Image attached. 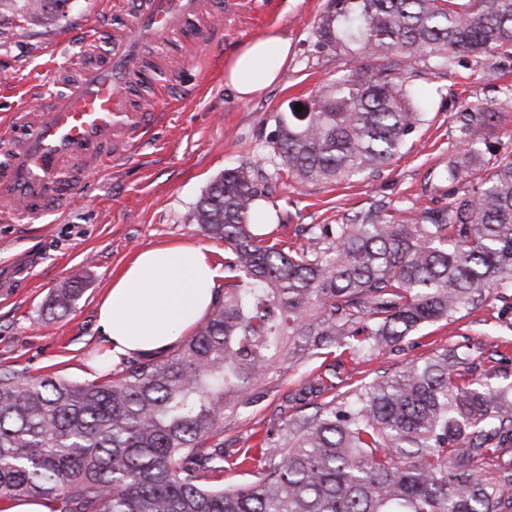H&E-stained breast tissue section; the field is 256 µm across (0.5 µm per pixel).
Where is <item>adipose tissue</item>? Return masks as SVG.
<instances>
[{
    "mask_svg": "<svg viewBox=\"0 0 512 512\" xmlns=\"http://www.w3.org/2000/svg\"><path fill=\"white\" fill-rule=\"evenodd\" d=\"M287 37L271 34L240 44L224 70L238 100L262 93L279 78L290 53ZM224 277L206 247L174 245L140 252L113 279L98 310L103 357L168 349L211 307Z\"/></svg>",
    "mask_w": 512,
    "mask_h": 512,
    "instance_id": "1",
    "label": "adipose tissue"
}]
</instances>
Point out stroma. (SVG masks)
<instances>
[{"instance_id":"1","label":"stroma","mask_w":512,"mask_h":512,"mask_svg":"<svg viewBox=\"0 0 512 512\" xmlns=\"http://www.w3.org/2000/svg\"><path fill=\"white\" fill-rule=\"evenodd\" d=\"M208 2L193 25L145 43L144 74L127 93L158 100L162 112L127 155L86 175L76 189L78 202H66L61 211L36 221L0 222V368L50 372L77 383L100 378L97 309L130 257L182 243L223 255V243L194 224L192 208L224 169L250 168L280 217L276 234L311 248L308 228L314 224H339L378 205L401 220L445 206L454 186L440 172L463 147L465 111H495L480 136L491 149H512V57L465 56L449 69L413 78L423 119L377 171L338 184L279 176L270 143L276 116L368 60L318 45L314 22L324 0H235L231 9L226 0ZM128 19L114 0H68L58 24L47 28L0 18V122L34 108L30 87L49 90L58 77L77 76L92 25L117 31ZM271 33L291 40L288 66L264 93L238 101L224 85V69L240 43ZM75 277L83 291L73 309L46 321L51 295ZM462 345L506 358L512 371V309L486 299L478 308L423 325L400 350L347 363L345 374L355 384L391 377L409 362ZM306 377L300 367L273 369L259 385L262 399L244 414L225 417V447L259 443L286 396L300 390Z\"/></svg>"}]
</instances>
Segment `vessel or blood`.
<instances>
[{
	"label": "vessel or blood",
	"instance_id": "b4317fda",
	"mask_svg": "<svg viewBox=\"0 0 512 512\" xmlns=\"http://www.w3.org/2000/svg\"><path fill=\"white\" fill-rule=\"evenodd\" d=\"M204 0H132V19L80 78L50 91L38 111L20 112L0 131L9 157L0 168V221L60 209L63 189L80 173L122 158L144 133L156 105L138 107L124 94L138 77L146 38L174 31L200 14Z\"/></svg>",
	"mask_w": 512,
	"mask_h": 512
}]
</instances>
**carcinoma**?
<instances>
[{
	"label": "carcinoma",
	"instance_id": "carcinoma-1",
	"mask_svg": "<svg viewBox=\"0 0 512 512\" xmlns=\"http://www.w3.org/2000/svg\"><path fill=\"white\" fill-rule=\"evenodd\" d=\"M67 0H0V15L55 26ZM319 43L376 59L276 119L278 171L300 183L373 172L421 121L408 71L458 54L512 57V0H326ZM476 141L451 155L462 184L443 210L400 221L377 206L318 249L251 223L268 194L227 168L193 207L224 243V289L171 353L107 380L0 369V499L49 512H512V382L457 348L392 378L337 391L343 358L395 348L424 324L512 299V151L477 176ZM78 282L48 308L65 314ZM320 360L286 397L332 394L252 448L224 447V417L253 403L277 364ZM246 482L224 486V473Z\"/></svg>",
	"mask_w": 512,
	"mask_h": 512
}]
</instances>
